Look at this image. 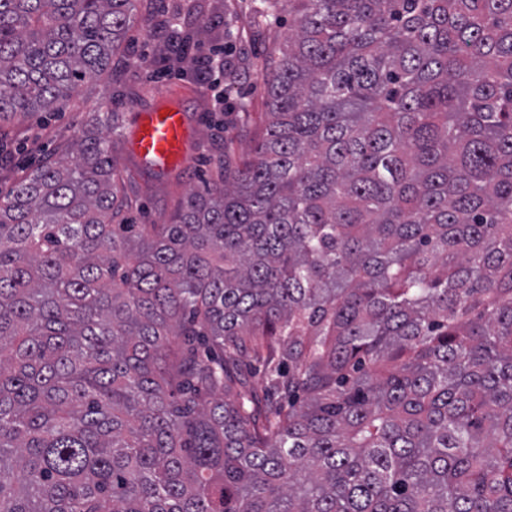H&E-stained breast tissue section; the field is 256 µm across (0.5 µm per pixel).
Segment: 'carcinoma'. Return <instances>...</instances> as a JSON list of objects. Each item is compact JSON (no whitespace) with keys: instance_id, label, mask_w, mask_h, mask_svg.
Masks as SVG:
<instances>
[{"instance_id":"1","label":"carcinoma","mask_w":512,"mask_h":512,"mask_svg":"<svg viewBox=\"0 0 512 512\" xmlns=\"http://www.w3.org/2000/svg\"><path fill=\"white\" fill-rule=\"evenodd\" d=\"M134 2L0 0V123ZM284 9L263 140L171 223L98 113L0 190V512H512V0Z\"/></svg>"}]
</instances>
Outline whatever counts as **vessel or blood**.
Listing matches in <instances>:
<instances>
[{
	"label": "vessel or blood",
	"mask_w": 512,
	"mask_h": 512,
	"mask_svg": "<svg viewBox=\"0 0 512 512\" xmlns=\"http://www.w3.org/2000/svg\"><path fill=\"white\" fill-rule=\"evenodd\" d=\"M193 126L179 94H164L146 110L136 111L129 138L131 154L157 174H168L186 160Z\"/></svg>",
	"instance_id": "b4317fda"
}]
</instances>
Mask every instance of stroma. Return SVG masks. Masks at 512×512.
Wrapping results in <instances>:
<instances>
[{
	"mask_svg": "<svg viewBox=\"0 0 512 512\" xmlns=\"http://www.w3.org/2000/svg\"><path fill=\"white\" fill-rule=\"evenodd\" d=\"M230 17H223L216 0H139L149 26L134 25L112 56V64L88 80L80 91L54 112H35L0 125V188L9 187L33 167L52 161L60 150L80 139L90 115L115 112L130 127L133 112L151 107L161 90L176 88L195 129L185 163L164 178L155 177L119 144V169L128 172L124 189L140 224H166L177 215L190 189H203L216 177L225 150L235 158L251 156L264 132L265 84L262 74L273 64L294 23L287 15L261 26L251 21L252 0H230ZM212 19L208 44H224L225 28L242 32V48L252 62L250 76L224 88V103L216 105L203 79L205 53L171 65L164 43L171 29L196 34L200 19Z\"/></svg>",
	"mask_w": 512,
	"mask_h": 512,
	"instance_id": "1",
	"label": "stroma"
}]
</instances>
